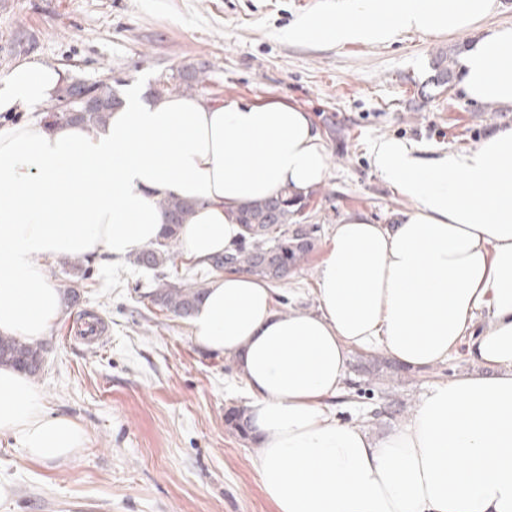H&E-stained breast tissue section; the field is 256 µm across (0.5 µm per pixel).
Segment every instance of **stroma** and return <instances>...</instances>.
<instances>
[{
	"label": "stroma",
	"instance_id": "35a3bbf8",
	"mask_svg": "<svg viewBox=\"0 0 512 512\" xmlns=\"http://www.w3.org/2000/svg\"><path fill=\"white\" fill-rule=\"evenodd\" d=\"M325 0H0V77L21 58L67 78L103 80L118 95L140 84L151 99L159 80L184 66L209 68L202 93L219 102L286 101L309 112L325 137L329 172L307 209L318 225L308 261L276 284L280 311L316 306L321 248L342 218L365 213L395 223L409 201L375 171L370 147L389 136L424 158L475 148L512 107L469 100L460 79L433 84L432 61L456 62L477 34L512 25V0L477 30L406 33L376 46L336 47L289 40L296 16ZM65 313L45 339L33 383L46 407L76 420L85 448L68 460L28 459L0 436V482L11 494L0 512H277L255 469L254 439L229 429L224 414L244 407L235 361L193 344L188 322L149 297L152 271L134 262L91 264L77 279L69 261L52 271ZM465 355L422 371L382 355L354 352L337 419L384 435L407 421L434 384L475 371Z\"/></svg>",
	"mask_w": 512,
	"mask_h": 512
}]
</instances>
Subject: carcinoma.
<instances>
[{"label":"carcinoma","instance_id":"1","mask_svg":"<svg viewBox=\"0 0 512 512\" xmlns=\"http://www.w3.org/2000/svg\"><path fill=\"white\" fill-rule=\"evenodd\" d=\"M433 81L439 86L448 85L453 74L448 69L447 57L439 55L434 61ZM205 73L202 66L190 65L176 76L162 80L155 93L162 96L171 92L193 90L202 83L199 75ZM119 95L105 81L93 83L68 82L63 85L51 105L46 122L63 125L79 121L102 123L108 113L120 105ZM309 197L282 190L275 195L249 202L238 210L237 220L243 224L244 235L233 252L209 260L208 268L220 272L236 270L270 282L286 279L299 267L312 250V236L317 232L315 224H302ZM157 206L165 217L161 240L142 251L135 262L158 273L157 288L152 301L160 308L181 318L190 315L200 300L205 285L170 275L167 264L174 254L173 246L179 241V231L194 211L196 204L174 195L157 200ZM277 253L278 261L269 260L266 254ZM43 348L40 343H26L12 336H0V364H11L35 376L42 371ZM227 426L245 437L247 423L240 409L225 414Z\"/></svg>","mask_w":512,"mask_h":512}]
</instances>
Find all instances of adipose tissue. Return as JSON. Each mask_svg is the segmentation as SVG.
I'll list each match as a JSON object with an SVG mask.
<instances>
[{
  "label": "adipose tissue",
  "instance_id": "1",
  "mask_svg": "<svg viewBox=\"0 0 512 512\" xmlns=\"http://www.w3.org/2000/svg\"><path fill=\"white\" fill-rule=\"evenodd\" d=\"M496 0H331L297 16L289 39L377 45L409 32L457 33ZM466 96L512 106V27L459 60ZM64 74L23 58L0 78V334L41 341L63 316L49 279L59 261L110 265L153 244L158 198L197 202L181 230L187 260L233 249L236 209L289 187L307 193L329 156L310 115L282 102L219 104L129 94L101 124L50 126L35 111ZM376 172L410 205L397 223L350 215L318 265L316 311L281 313L274 290L225 272L188 320L195 345L236 356L248 391L256 470L277 512H512V126L474 149L424 159L411 142L371 146ZM465 349L479 365L433 385L411 418L381 437L326 410L353 350L423 368ZM52 463L86 443L47 413L40 391L0 365V434Z\"/></svg>",
  "mask_w": 512,
  "mask_h": 512
}]
</instances>
